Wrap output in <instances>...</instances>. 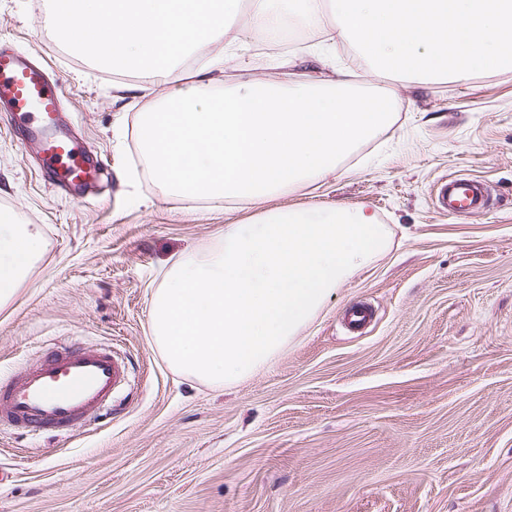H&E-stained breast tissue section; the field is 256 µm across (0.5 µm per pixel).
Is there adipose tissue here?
Here are the masks:
<instances>
[{
    "label": "adipose tissue",
    "mask_w": 512,
    "mask_h": 512,
    "mask_svg": "<svg viewBox=\"0 0 512 512\" xmlns=\"http://www.w3.org/2000/svg\"><path fill=\"white\" fill-rule=\"evenodd\" d=\"M327 7L336 22L319 53L346 46L376 72L418 83L512 70V0H250L248 20L233 34L224 20L241 0H50V19L67 44L113 72L176 82L135 115L144 163L165 194L245 207L322 179L392 122L394 91L384 84L360 97L255 80L204 93L246 35L278 39L289 17L313 24ZM210 46L217 52L207 63L189 77L178 73L189 51ZM43 247L36 225L0 212V309Z\"/></svg>",
    "instance_id": "obj_1"
}]
</instances>
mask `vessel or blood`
<instances>
[{
  "mask_svg": "<svg viewBox=\"0 0 512 512\" xmlns=\"http://www.w3.org/2000/svg\"><path fill=\"white\" fill-rule=\"evenodd\" d=\"M0 103L34 141L44 166L66 187L93 177L84 146L58 130L61 92L46 67L0 43ZM487 191L477 180L452 177L438 190L441 211L465 215L483 207ZM129 365L111 347L53 343L0 385V427L37 434L86 425L128 383Z\"/></svg>",
  "mask_w": 512,
  "mask_h": 512,
  "instance_id": "1",
  "label": "vessel or blood"
}]
</instances>
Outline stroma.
<instances>
[{"instance_id":"obj_1","label":"stroma","mask_w":512,"mask_h":512,"mask_svg":"<svg viewBox=\"0 0 512 512\" xmlns=\"http://www.w3.org/2000/svg\"><path fill=\"white\" fill-rule=\"evenodd\" d=\"M48 0H0V41L59 79L64 125L103 169L74 194L0 112V210L38 225L45 250L0 310V379L49 342L126 357L122 410L62 436L0 427V512H512V71L421 84L352 55L305 56L321 25L291 22L252 46L224 83L273 79L358 91L385 83L393 121L332 174L241 210L165 195L142 166L141 78L67 46ZM485 184L486 207L454 216L435 191ZM368 205L389 244L342 283L267 368L213 388L174 373L153 344L150 298L172 261L269 207ZM368 304L354 331L346 310Z\"/></svg>"}]
</instances>
